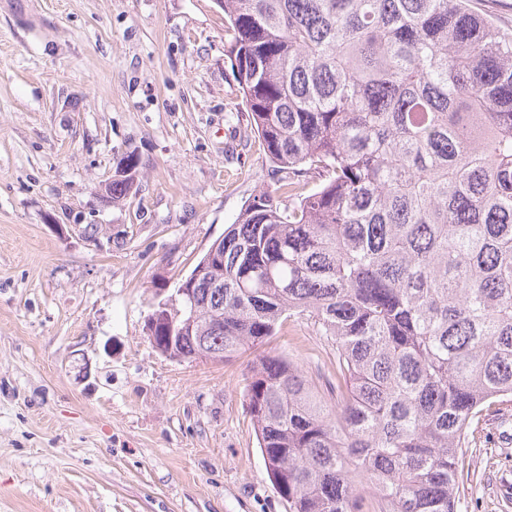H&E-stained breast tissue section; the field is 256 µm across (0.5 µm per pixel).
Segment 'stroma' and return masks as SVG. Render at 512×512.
I'll use <instances>...</instances> for the list:
<instances>
[{
    "label": "stroma",
    "mask_w": 512,
    "mask_h": 512,
    "mask_svg": "<svg viewBox=\"0 0 512 512\" xmlns=\"http://www.w3.org/2000/svg\"><path fill=\"white\" fill-rule=\"evenodd\" d=\"M275 181L215 0H0V512H289L251 354L176 361L145 327ZM271 346L325 391L309 320ZM463 454L458 512H512V402Z\"/></svg>",
    "instance_id": "35a3bbf8"
}]
</instances>
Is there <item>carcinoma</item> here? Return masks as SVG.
Wrapping results in <instances>:
<instances>
[{
	"mask_svg": "<svg viewBox=\"0 0 512 512\" xmlns=\"http://www.w3.org/2000/svg\"><path fill=\"white\" fill-rule=\"evenodd\" d=\"M223 2L277 179L186 277L176 352L310 320L336 405L283 354L245 385L289 512H457L468 433L512 401V34L464 0Z\"/></svg>",
	"mask_w": 512,
	"mask_h": 512,
	"instance_id": "1",
	"label": "carcinoma"
}]
</instances>
